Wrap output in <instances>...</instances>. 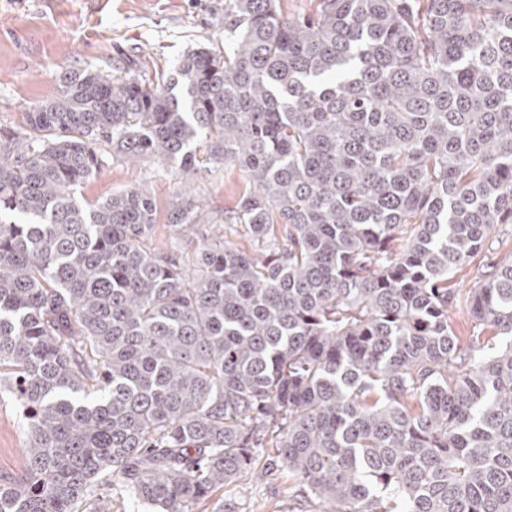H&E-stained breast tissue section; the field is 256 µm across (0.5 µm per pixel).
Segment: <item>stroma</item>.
Masks as SVG:
<instances>
[{
	"label": "stroma",
	"mask_w": 512,
	"mask_h": 512,
	"mask_svg": "<svg viewBox=\"0 0 512 512\" xmlns=\"http://www.w3.org/2000/svg\"><path fill=\"white\" fill-rule=\"evenodd\" d=\"M224 0H0V130L23 128L30 106L55 98L61 75L86 67L140 64L147 74L169 71L198 47H223ZM142 185L156 198V239L170 238L173 203H203L224 221L246 185L239 168L216 165L183 179L178 166L107 160L81 187L88 201ZM27 435L14 397L0 393V472L17 470ZM240 512H301L302 505L253 484L233 495Z\"/></svg>",
	"instance_id": "obj_1"
}]
</instances>
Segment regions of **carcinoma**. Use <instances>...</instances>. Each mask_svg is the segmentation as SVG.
I'll use <instances>...</instances> for the list:
<instances>
[{"instance_id": "obj_1", "label": "carcinoma", "mask_w": 512, "mask_h": 512, "mask_svg": "<svg viewBox=\"0 0 512 512\" xmlns=\"http://www.w3.org/2000/svg\"><path fill=\"white\" fill-rule=\"evenodd\" d=\"M26 120L0 130L28 438L0 512H236L255 479L313 512H512V0H224V50L68 71ZM110 151L240 167L239 239L185 201L157 245L142 186L85 200Z\"/></svg>"}]
</instances>
